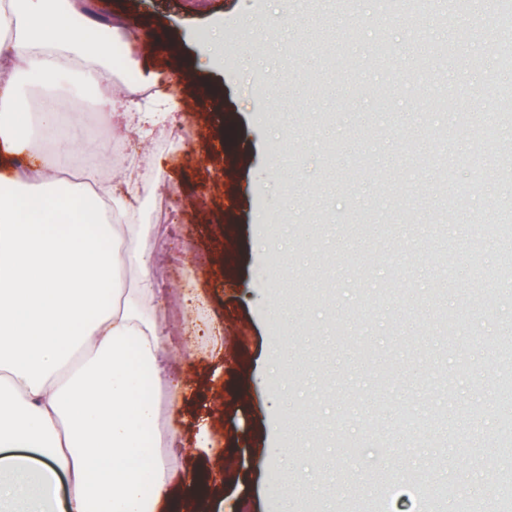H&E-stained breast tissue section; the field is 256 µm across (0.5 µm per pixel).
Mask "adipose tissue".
Returning a JSON list of instances; mask_svg holds the SVG:
<instances>
[{
	"instance_id": "obj_1",
	"label": "adipose tissue",
	"mask_w": 512,
	"mask_h": 512,
	"mask_svg": "<svg viewBox=\"0 0 512 512\" xmlns=\"http://www.w3.org/2000/svg\"><path fill=\"white\" fill-rule=\"evenodd\" d=\"M83 0H0V152L40 137L44 157L0 173V512H160L183 450L153 390L178 354L153 274V227L133 223L147 187L135 165L89 190L65 178L77 148L59 93L91 100L149 139L140 90L171 114L154 74L112 80V44ZM41 92L31 114L30 90Z\"/></svg>"
}]
</instances>
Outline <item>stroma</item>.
Listing matches in <instances>:
<instances>
[{"instance_id":"stroma-1","label":"stroma","mask_w":512,"mask_h":512,"mask_svg":"<svg viewBox=\"0 0 512 512\" xmlns=\"http://www.w3.org/2000/svg\"><path fill=\"white\" fill-rule=\"evenodd\" d=\"M104 26L131 20L156 39L131 58L179 77L182 142L158 118L148 148L113 137L151 187L146 223L167 201L166 235H154V274L178 287L199 270L207 307L185 334L172 383L160 395L185 442L207 422L214 452L185 453L178 512H351L345 475L361 500L391 494L386 512H454L425 499L415 480L452 485L476 512L512 470L490 458L503 411L496 390L512 379V287L483 303L463 266L436 264V237L485 230L512 209V114L494 163L500 180L476 181L457 163L468 208L437 228L441 169H418L448 134V156L469 151L456 113L437 111L413 75L423 50L448 42L445 15L415 14L410 0H112ZM460 23L480 71L442 57L438 82L479 106L498 70L483 0ZM219 53L205 59L201 41ZM322 472L320 485L271 486V474Z\"/></svg>"}]
</instances>
